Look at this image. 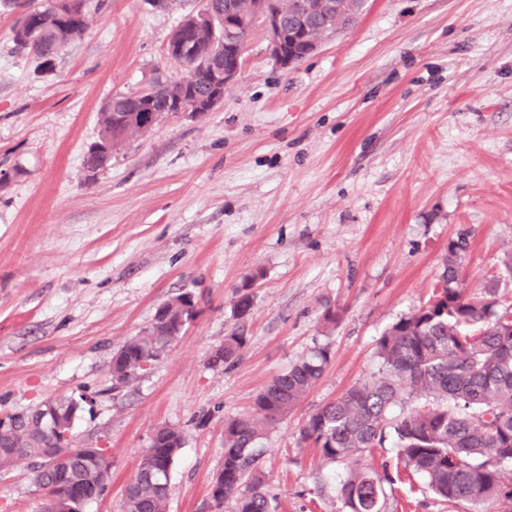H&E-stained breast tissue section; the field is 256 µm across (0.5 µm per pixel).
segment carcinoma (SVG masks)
Returning <instances> with one entry per match:
<instances>
[{"label": "carcinoma", "mask_w": 512, "mask_h": 512, "mask_svg": "<svg viewBox=\"0 0 512 512\" xmlns=\"http://www.w3.org/2000/svg\"><path fill=\"white\" fill-rule=\"evenodd\" d=\"M24 9L13 28L15 50L53 65L60 48L79 40L87 23V0H47ZM252 0H207L204 11L220 16L215 27L183 18L172 32V61L180 74L149 85L146 96L135 91L110 98L101 108V136L85 156V168L94 173L112 157V150L151 129L137 117L157 112L176 115L186 106L200 107L217 91L213 69L224 67V30L238 26L235 12ZM285 23L301 27L296 8L303 5L309 29L293 42L296 61L303 60L312 40L325 31L350 29L361 14V0H281ZM468 238L460 233L448 243L439 280L437 300L400 318L377 341L384 367L370 378L318 408L300 431V441L317 448L322 457L349 463L341 497L349 512H381L382 481L361 458L363 453L394 439L397 459L450 505L489 502L508 504L512 512V481L503 479L502 467L512 463V312L496 311L495 290L470 294L460 264ZM252 289L242 282L235 304L239 317L253 306ZM194 314L187 295L159 306L152 326L129 338L110 362L115 387L129 384L181 336ZM248 344V337L231 332L216 347L215 367H233ZM329 360L320 348L310 357L273 378L255 397L246 417L224 422V466L211 487V499L220 506L233 499L236 512H273L262 481L253 476L258 463L254 441L270 425L294 409L321 378ZM429 399L397 416L391 409L414 398ZM63 426L67 436L46 433L39 425L38 409L0 420V470L20 460L32 466L34 484L46 498V512H80L81 506L100 497L112 477V463L101 448L74 445V422L80 403L58 397L41 404ZM184 444L182 432L159 427L137 471L126 482L125 512H162L168 498L174 461Z\"/></svg>", "instance_id": "1"}]
</instances>
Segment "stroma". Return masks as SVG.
Wrapping results in <instances>:
<instances>
[{"label": "stroma", "mask_w": 512, "mask_h": 512, "mask_svg": "<svg viewBox=\"0 0 512 512\" xmlns=\"http://www.w3.org/2000/svg\"><path fill=\"white\" fill-rule=\"evenodd\" d=\"M202 5L88 0L84 37L46 70L14 52L19 12L0 0V418L82 400L76 445L112 459L82 512H122L157 427L181 429L166 512H235L210 495L225 420L325 346L321 379L258 439V474L277 512H347L346 465L300 431L380 375L379 336L432 300L449 240L468 235V292L496 287L512 311V0H366L352 29L287 68L255 24L211 112L162 121L89 173L102 105L177 75L169 37ZM181 294L194 304L182 336L113 388V352ZM235 329L249 338L241 362L211 367ZM363 461L400 474L382 512H450L393 447ZM43 510L27 462L0 470V512Z\"/></svg>", "instance_id": "stroma-1"}]
</instances>
